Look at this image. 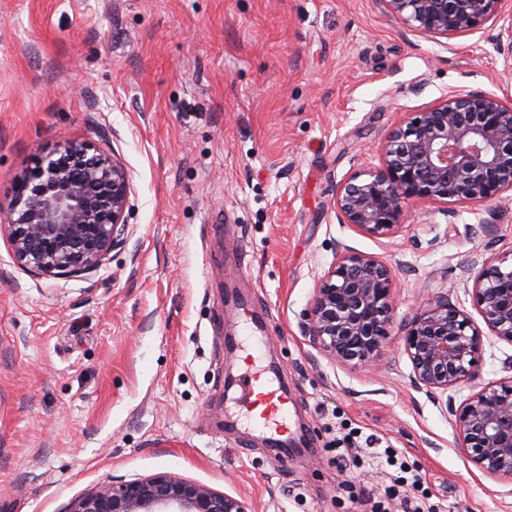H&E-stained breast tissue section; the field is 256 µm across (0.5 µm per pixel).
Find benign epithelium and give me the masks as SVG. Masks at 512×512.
Wrapping results in <instances>:
<instances>
[{"label": "benign epithelium", "mask_w": 512, "mask_h": 512, "mask_svg": "<svg viewBox=\"0 0 512 512\" xmlns=\"http://www.w3.org/2000/svg\"><path fill=\"white\" fill-rule=\"evenodd\" d=\"M502 0H377L410 30L451 38L496 16ZM512 192V98L451 92L409 112L388 134L381 164L336 186L340 223L388 238L417 204L459 205L500 200ZM131 180L113 156L87 142H65L16 172L0 201L13 255L42 275L78 276L100 267L128 226ZM475 308L490 334L512 343V250L464 265ZM398 282L377 257L336 243L335 258L317 279L303 333L328 360L375 371L394 322ZM412 382L430 396L479 379L484 334L445 294L433 295L402 328ZM458 446L485 474L512 481V379L488 382L458 408ZM69 512H250L229 493L174 472L118 485L103 483Z\"/></svg>", "instance_id": "benign-epithelium-1"}]
</instances>
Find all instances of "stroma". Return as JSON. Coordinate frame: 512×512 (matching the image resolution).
<instances>
[{
    "label": "stroma",
    "instance_id": "stroma-1",
    "mask_svg": "<svg viewBox=\"0 0 512 512\" xmlns=\"http://www.w3.org/2000/svg\"><path fill=\"white\" fill-rule=\"evenodd\" d=\"M431 38L376 0H0V200L61 143L91 142L130 175L128 236L97 270L45 277L0 235V512H68L110 481L175 472L251 512H348L332 426L388 442L444 512H512L443 405L411 382L398 323L438 291L468 314L465 261L512 199L421 205L391 238L340 223L337 184L378 166L403 113L448 92L512 94L497 40ZM343 242L400 286L380 369L317 358L301 330ZM288 393L281 453L237 385L250 366ZM482 378L512 376L485 336Z\"/></svg>",
    "mask_w": 512,
    "mask_h": 512
}]
</instances>
